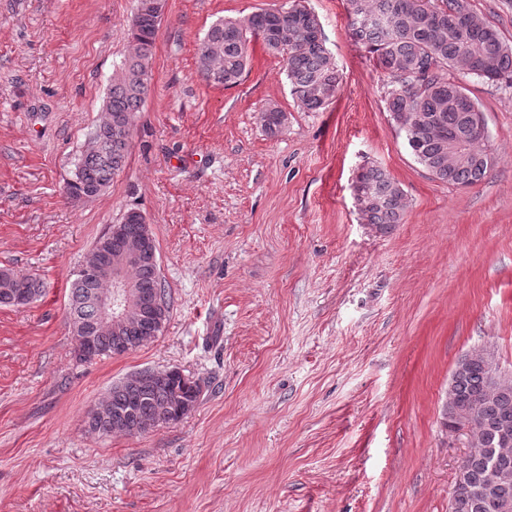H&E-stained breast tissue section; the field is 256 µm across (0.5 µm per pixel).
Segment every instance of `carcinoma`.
I'll return each instance as SVG.
<instances>
[{"instance_id":"obj_1","label":"carcinoma","mask_w":512,"mask_h":512,"mask_svg":"<svg viewBox=\"0 0 512 512\" xmlns=\"http://www.w3.org/2000/svg\"><path fill=\"white\" fill-rule=\"evenodd\" d=\"M349 35L373 54L387 82L386 109L395 122L405 117L410 126L405 135L416 141L412 154L435 179L453 185L482 181L490 168L483 143L468 141L453 168H448V135L467 123L465 113L483 119L479 104L461 79L477 77L487 83L512 88V46L498 29L480 19L470 0H347ZM372 19L380 27L374 37L364 36L360 25ZM159 14L136 9L128 26L134 51L112 76L103 111L105 119L90 135L89 147L80 155L74 177L66 183V194L74 199L95 198L110 186L125 166L131 136L114 131L113 120L135 121L150 87L149 59L153 54ZM317 16L294 0L288 12L260 11L240 19L215 22L197 46L198 69L210 83L232 86L242 77L254 40L282 56L287 64L291 95L297 107L313 111L335 98L340 75L326 46L317 37ZM265 130L277 135L285 127V113L275 105L261 110ZM353 193L364 197L358 207L362 219L381 231L404 223L406 203L399 184L377 166L363 169ZM127 278L148 296L157 295L160 306L143 329L123 332L127 350L144 345L142 337H157L167 322L171 302L161 278L156 244L142 253L126 271ZM11 279L24 288L28 301L43 292V284L8 268L0 269V283ZM104 283L93 276L74 273L70 286L69 323L79 324L83 335L96 348L92 358L110 357L116 343L111 333L96 329L93 298ZM462 370L454 378L453 403L470 407L480 422V435L465 475L473 486L488 479L484 450L499 447L503 428L512 431V381L496 395L489 394V370L484 350L468 352ZM201 387L184 378L176 368L153 371L143 388L118 382L109 389L117 413L106 420L88 414L87 427L100 435L115 431L139 436L184 416V405L198 402Z\"/></svg>"}]
</instances>
